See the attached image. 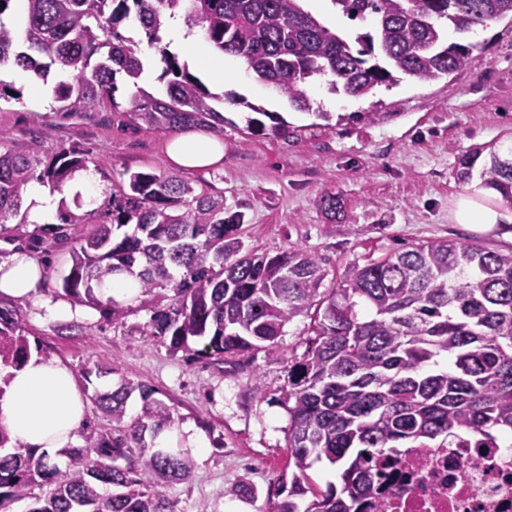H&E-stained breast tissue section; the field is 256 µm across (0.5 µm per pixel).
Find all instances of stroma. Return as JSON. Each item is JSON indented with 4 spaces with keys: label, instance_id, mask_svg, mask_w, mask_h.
Listing matches in <instances>:
<instances>
[{
    "label": "stroma",
    "instance_id": "1",
    "mask_svg": "<svg viewBox=\"0 0 512 512\" xmlns=\"http://www.w3.org/2000/svg\"><path fill=\"white\" fill-rule=\"evenodd\" d=\"M470 41L468 63L435 81L406 77L362 99L332 93L327 81H319L308 89L309 113L289 107L242 59L225 57L232 80L222 87L189 62L191 74L215 96L224 116L217 133L224 163L206 171L173 165L165 153L169 133L130 118L135 89L121 76L113 103L81 116L57 112V74L49 75L39 99L31 97L27 84L13 81L21 97L0 101V150L45 161L65 149L81 152L93 184L65 186L59 206L95 211L101 221L129 173L176 177L223 200L226 210L243 213L245 250L273 255L293 247L320 258L327 289L338 286L352 266L436 238L478 240L508 251L511 238L455 223L448 215L465 188L455 176L459 157L476 147L512 145V20L490 22ZM327 102L332 105L328 122L316 116ZM254 104L278 113L290 127L289 136L273 134L269 119L248 126ZM327 195L339 201L337 215L321 207ZM32 230L17 224L0 236V260L12 249L26 250L45 269L44 294L64 299L61 277L74 243L50 236L35 243ZM19 308L30 338L74 371L85 402L81 431L113 428L93 400L96 391L125 382L150 386L179 424H192L204 443L202 452L192 455L191 479L167 488L178 512H263L269 489L288 468L284 392L292 360L309 346V318L287 324L272 350L237 364H216L141 335L150 311L137 299L127 303L121 319L103 312L92 321L75 317L65 331L40 319L34 302ZM242 483L251 496L238 495Z\"/></svg>",
    "mask_w": 512,
    "mask_h": 512
}]
</instances>
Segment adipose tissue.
<instances>
[{"label": "adipose tissue", "instance_id": "adipose-tissue-1", "mask_svg": "<svg viewBox=\"0 0 512 512\" xmlns=\"http://www.w3.org/2000/svg\"><path fill=\"white\" fill-rule=\"evenodd\" d=\"M166 153L177 166L206 169L223 161L224 145L212 135L189 132L171 139ZM489 196L479 185L468 186L454 199L451 218L460 224L512 226V210L486 205ZM43 278V268L25 251H14L0 262V294L36 301L47 320L95 316V308L39 296ZM84 413L85 404L69 366L35 352L21 368L13 370L0 395V428L7 432L11 445L39 453L78 446Z\"/></svg>", "mask_w": 512, "mask_h": 512}]
</instances>
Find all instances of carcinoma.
Segmentation results:
<instances>
[{
    "instance_id": "obj_1",
    "label": "carcinoma",
    "mask_w": 512,
    "mask_h": 512,
    "mask_svg": "<svg viewBox=\"0 0 512 512\" xmlns=\"http://www.w3.org/2000/svg\"><path fill=\"white\" fill-rule=\"evenodd\" d=\"M15 0H0V65L6 62L55 86L57 111L91 112L112 97L116 76L138 86L148 47L160 55L165 96L138 90L129 113L158 131L188 124L219 129L224 115L160 31L181 16L224 55L241 58L259 80L297 111L313 110L308 86L331 76V88L354 98L390 88L405 75L434 81L464 67L467 37L488 22L512 18V0H329L373 30L350 39L305 10L302 0H23L18 25L4 17ZM146 41L117 28L130 13ZM483 150L461 155L457 178L470 180ZM482 184L512 205V153L490 150ZM85 158L64 150L45 163L0 151V235L22 207L28 184L62 189ZM111 222L66 211L61 223L32 234L71 239L75 247L61 288L74 301L123 314L96 289L123 275L136 281L151 312L141 335L169 340L192 358L222 363L272 348L286 324L315 311L314 338L288 369L284 403L293 469L281 474L264 512H357L372 486L371 460L394 448L454 447L461 436L493 448L512 435V250L450 239L416 244L355 265L339 287L319 291L321 261L301 249L242 253L244 216L198 194L174 177L134 172L112 195ZM171 290L162 305L157 291ZM0 336L29 358L22 313L0 307ZM201 339L194 349L189 341ZM139 391L130 423L126 403ZM149 386L122 384L98 393L96 405L124 434L84 435L60 468L26 448L0 454V512L45 490L28 512H176L169 484L191 477L194 463L161 445L176 425L170 406ZM346 463L342 485L319 488L309 470L321 458ZM124 460L125 465L117 464ZM148 473L152 482L144 484Z\"/></svg>"
}]
</instances>
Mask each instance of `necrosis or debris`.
Segmentation results:
<instances>
[{
  "mask_svg": "<svg viewBox=\"0 0 512 512\" xmlns=\"http://www.w3.org/2000/svg\"><path fill=\"white\" fill-rule=\"evenodd\" d=\"M360 512H512V437L496 448H401L375 463Z\"/></svg>",
  "mask_w": 512,
  "mask_h": 512,
  "instance_id": "obj_1",
  "label": "necrosis or debris"
}]
</instances>
